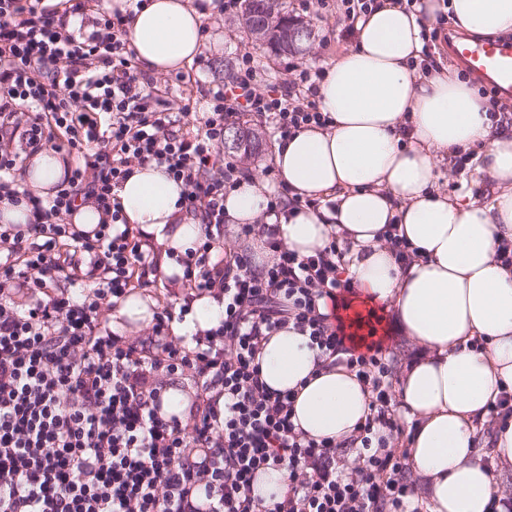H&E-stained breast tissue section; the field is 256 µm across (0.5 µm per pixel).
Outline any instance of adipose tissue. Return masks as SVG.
Listing matches in <instances>:
<instances>
[{
    "instance_id": "1",
    "label": "adipose tissue",
    "mask_w": 512,
    "mask_h": 512,
    "mask_svg": "<svg viewBox=\"0 0 512 512\" xmlns=\"http://www.w3.org/2000/svg\"><path fill=\"white\" fill-rule=\"evenodd\" d=\"M447 12L459 30L479 38L512 34V0H417L405 10L378 0L359 21L356 47L343 52L319 83L327 127H308L274 141L268 157L282 185L302 199H322L278 219L279 236L298 255L323 249L332 234L351 242L348 269L356 292L336 312L350 321L363 307L385 305L396 332L413 344L395 387L408 423L405 451L430 512H488L512 467V417L491 429L492 459L477 448V424L502 391L512 390V270L497 262L512 242V132L494 131L468 81L441 68L422 75L411 65L424 42L422 21ZM208 12L193 0H144L127 38L141 71L157 76L190 65L202 52ZM476 150L478 172L492 183L485 202L439 188L452 148ZM64 176L61 155L46 147L28 158L25 185L52 196ZM184 187L165 166H134L116 197L128 224L159 247L160 280L182 278L178 256L205 237V224L182 206ZM270 194L256 176L224 199L232 224L259 219ZM397 225L416 248L397 262L383 233ZM153 302L127 294L112 311V329L148 326ZM224 306L200 296L191 314L171 325L176 336L216 328ZM263 381L293 390V422L306 437L350 446L370 394L345 364L311 347L294 329L274 333L259 356Z\"/></svg>"
}]
</instances>
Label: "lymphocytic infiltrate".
I'll return each mask as SVG.
<instances>
[{
	"label": "lymphocytic infiltrate",
	"mask_w": 512,
	"mask_h": 512,
	"mask_svg": "<svg viewBox=\"0 0 512 512\" xmlns=\"http://www.w3.org/2000/svg\"><path fill=\"white\" fill-rule=\"evenodd\" d=\"M90 2L0 0V201L32 213L29 223L0 225V512H421L407 457L390 443L401 424L383 345L357 350L335 314L319 310L321 299L341 306L354 293L350 242L334 237L301 258L272 222L284 207L319 200L277 191L266 222L242 225L271 262L218 243L224 197L243 176L237 161L217 158L227 127L255 115L287 139L327 126L317 103L323 69L297 66L280 87L242 56L231 79L208 90L192 129L191 99L171 107L137 73L125 15H103L86 37L67 31ZM48 144L79 161L43 200L13 172L21 155ZM152 161L184 184L187 213L208 226L177 259L189 288L224 303L206 336H171L185 307L156 312L140 342L112 332L104 314L155 271L116 198L134 166ZM87 196L104 215L89 232L65 220ZM77 284L76 297L68 288ZM289 325L341 356L369 390L360 465L298 432L294 392L264 383L261 350ZM175 376L192 391L184 419L161 414ZM284 465L282 499L255 501L256 475Z\"/></svg>",
	"instance_id": "obj_1"
}]
</instances>
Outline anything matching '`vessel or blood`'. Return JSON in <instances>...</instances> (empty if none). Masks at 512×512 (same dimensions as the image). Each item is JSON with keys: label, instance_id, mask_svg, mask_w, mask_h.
<instances>
[{"label": "vessel or blood", "instance_id": "vessel-or-blood-1", "mask_svg": "<svg viewBox=\"0 0 512 512\" xmlns=\"http://www.w3.org/2000/svg\"><path fill=\"white\" fill-rule=\"evenodd\" d=\"M451 52L488 87L512 97V42L460 39L452 43Z\"/></svg>", "mask_w": 512, "mask_h": 512}]
</instances>
